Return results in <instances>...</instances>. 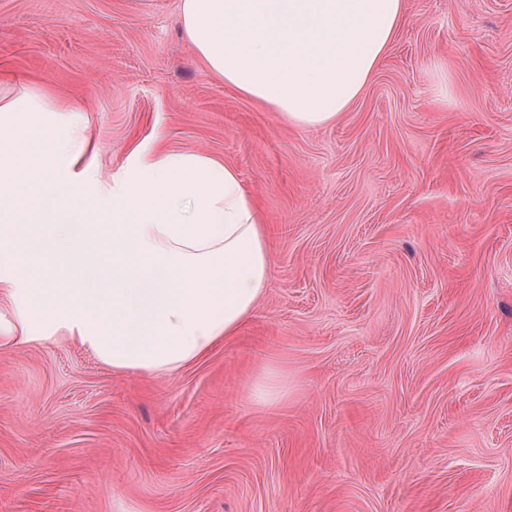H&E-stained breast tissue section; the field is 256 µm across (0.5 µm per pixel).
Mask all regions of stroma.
Masks as SVG:
<instances>
[{"label":"stroma","instance_id":"obj_1","mask_svg":"<svg viewBox=\"0 0 512 512\" xmlns=\"http://www.w3.org/2000/svg\"><path fill=\"white\" fill-rule=\"evenodd\" d=\"M179 11L0 0V80L81 106L102 177L159 142L234 165L267 292L170 375L0 352V512H512V0H404L308 128L203 69Z\"/></svg>","mask_w":512,"mask_h":512}]
</instances>
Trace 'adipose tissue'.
<instances>
[{"label":"adipose tissue","instance_id":"obj_1","mask_svg":"<svg viewBox=\"0 0 512 512\" xmlns=\"http://www.w3.org/2000/svg\"><path fill=\"white\" fill-rule=\"evenodd\" d=\"M403 0H181L198 61L295 127L362 94ZM82 107L0 89V351L71 341L121 374H170L233 336L267 291L266 227L237 168L134 147L111 183Z\"/></svg>","mask_w":512,"mask_h":512}]
</instances>
